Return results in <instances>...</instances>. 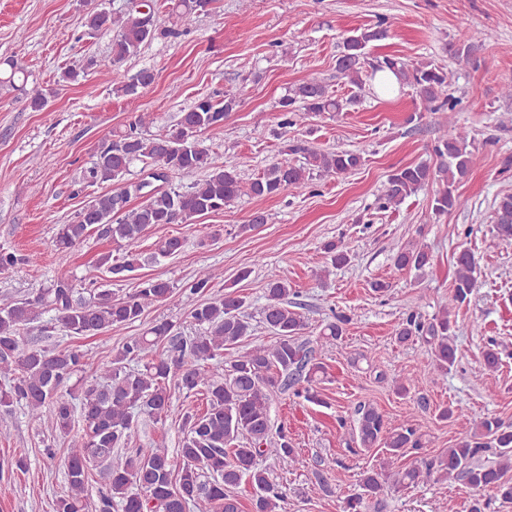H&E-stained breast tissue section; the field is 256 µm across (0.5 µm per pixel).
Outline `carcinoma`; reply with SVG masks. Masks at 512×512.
<instances>
[{
	"mask_svg": "<svg viewBox=\"0 0 512 512\" xmlns=\"http://www.w3.org/2000/svg\"><path fill=\"white\" fill-rule=\"evenodd\" d=\"M212 0H173L171 27L158 24L155 9L142 12L130 6L112 13L97 7L87 12L88 33L111 32L110 52L93 66L112 72L126 59L139 53L146 43L160 37H177L200 15L209 11ZM380 20L373 28L345 38L336 59V72L353 89L346 99L334 96L322 80L311 76L294 85L279 100L281 126L303 125L326 112H342L375 93L377 75H393L399 90H413L431 112H446L453 117L457 100L448 93V71L426 62H408L399 56L371 58L366 47L386 36ZM0 64V85L23 92L28 106L40 111L48 98L38 89L27 90L28 76L18 61L6 59ZM239 105L237 94L226 91L219 99H198L182 113L174 128L162 134L150 131L154 116L143 112L123 130H115L99 145L95 159L82 176V187L103 185L124 177L130 167L167 171L165 182L134 209L128 208L131 193L107 192L93 197L70 224H63L56 247L71 249L95 233L103 239L133 248L146 231L156 224H191L205 213H215L242 195L272 197L288 188L302 189L316 178L346 175L362 165L359 152L321 151L301 145H289L283 158L269 165L261 175L243 181L229 161L213 156L200 133L219 128ZM474 140L469 132L454 128L433 147L436 162H421L393 170L377 197L378 208L399 207L407 198L429 185L437 186L433 211L444 214L464 206L458 192L469 172ZM303 154L292 161L288 154ZM205 171V179L188 186L173 185L175 174ZM493 230L503 242L512 244V194L494 202ZM184 246L173 236L155 243L152 258L178 254ZM332 266L349 262V255L334 241L323 246ZM32 261L31 256L0 247V274ZM138 253L129 252L116 263L112 253L101 254L88 281L89 297L76 288L75 278L63 272L50 286L37 293L0 307V373L8 384L0 388V410L10 412L22 407L29 416L49 419L52 429L62 435L71 433L75 418L82 422L77 445L69 449L64 465L66 491L56 501L55 512H85L89 473L95 463L103 466L107 477L98 512H242L239 499L231 489L248 483L254 490L252 512H283L285 494L270 479V471L260 460L273 458L290 467L301 466L288 434L281 430L273 436L270 410L272 397L292 391L296 398L321 405L317 385L326 374L318 355L326 346L342 339L352 317L333 314L312 341L303 337L307 327L301 304L288 300L299 297L288 280L276 273L268 275L261 322L272 339L225 359L224 352L240 346L253 333L243 312L246 299L234 291L212 301L200 303L189 318L200 327L199 334L188 337L170 320L150 323L141 333L130 336L116 355L101 362L95 380L84 383L78 395L63 392L72 376L82 370L84 353L77 349L48 348L22 341L21 330L46 313L51 317L43 331H62L70 336H95L114 325L142 321L148 308L177 305L175 287L168 281L151 278L137 290L118 297L109 288H97L96 271L106 268L114 278H123L136 269ZM431 255L423 245H412L393 256L398 270L418 271L430 264ZM456 276L448 307L425 321L419 311L405 313L394 330L398 343L423 340L430 350L433 365L448 373L456 364V322L451 309L470 301L478 288L476 261L467 250L456 258ZM223 277L216 268L200 270L189 285L193 294H204L215 280ZM136 367L129 368L130 363ZM177 379L186 395H200L202 411L185 412L181 419L186 429L181 448L172 456L167 448H135L125 460L109 464L112 452L126 447L137 431L140 415L159 422L174 414L169 382ZM352 443L359 448H382L385 457L380 468L366 471L359 481L360 492L343 500V512H367L383 507L382 495L388 490L411 489L420 482L458 481L489 499H474L470 512H484L490 499L512 503V425L491 415L481 419L455 445L436 455H424L410 467L392 466L408 450L425 448L413 417L389 427L384 415L371 403L357 404L352 413Z\"/></svg>",
	"mask_w": 512,
	"mask_h": 512,
	"instance_id": "1",
	"label": "carcinoma"
}]
</instances>
